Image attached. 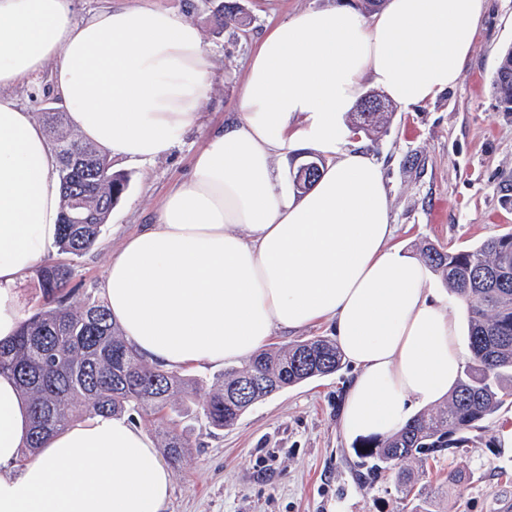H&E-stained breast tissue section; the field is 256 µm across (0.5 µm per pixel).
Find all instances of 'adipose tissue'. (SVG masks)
I'll list each match as a JSON object with an SVG mask.
<instances>
[{
    "instance_id": "adipose-tissue-1",
    "label": "adipose tissue",
    "mask_w": 512,
    "mask_h": 512,
    "mask_svg": "<svg viewBox=\"0 0 512 512\" xmlns=\"http://www.w3.org/2000/svg\"><path fill=\"white\" fill-rule=\"evenodd\" d=\"M484 0H388L373 23L341 5L274 26L249 61L238 115L213 130L152 224L128 236L100 287L147 359L174 369L259 352L275 331L328 320L356 370L340 419L386 437L412 407L455 386L468 356L430 270L393 245L379 165L350 146L345 115L365 83L399 107L434 100L469 61ZM76 0H0V340L26 318L19 288L57 247L59 155L14 91L49 72L70 125L135 163L167 155L200 124L213 80L183 13ZM302 148L325 158L308 191L273 176ZM27 404L0 375V512H162L172 474L148 432L120 416L74 422L17 467Z\"/></svg>"
}]
</instances>
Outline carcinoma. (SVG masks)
Returning a JSON list of instances; mask_svg holds the SVG:
<instances>
[{
	"label": "carcinoma",
	"mask_w": 512,
	"mask_h": 512,
	"mask_svg": "<svg viewBox=\"0 0 512 512\" xmlns=\"http://www.w3.org/2000/svg\"><path fill=\"white\" fill-rule=\"evenodd\" d=\"M494 86L512 112V48L502 57ZM394 110L354 108L353 126L372 140L389 127ZM57 147L63 187L58 248L71 257L89 252L104 231L127 186L112 160L69 126L64 112L42 113ZM425 263L466 305L470 359L445 406L410 418L399 431L365 450L372 474H387L402 487L403 509L433 512L432 501L412 493L404 467L415 455L435 456L465 442L475 428L512 399V233L492 236L472 249H422ZM71 265L48 259L38 281L41 304L15 339L0 342V374L15 380L26 400L32 431L25 453L35 455L76 419L97 415L157 417L166 422L161 447L169 462L182 461L190 441L180 423L192 413L222 430L246 410L288 387L335 373L341 354L335 342L314 337L255 355L224 372L220 384L195 401L200 380L148 363L112 323L92 292L69 288Z\"/></svg>",
	"instance_id": "obj_1"
}]
</instances>
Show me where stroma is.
Listing matches in <instances>:
<instances>
[{"label": "stroma", "instance_id": "stroma-1", "mask_svg": "<svg viewBox=\"0 0 512 512\" xmlns=\"http://www.w3.org/2000/svg\"><path fill=\"white\" fill-rule=\"evenodd\" d=\"M187 12L199 27L215 75L202 105L203 123L189 129L161 158L145 164L113 157L128 186L114 206L97 245L72 263L71 288L99 291L113 251L150 223L164 195L186 177L195 153L213 128L234 119L253 50L278 22L306 10L348 4L373 11L364 0H237L246 26L224 23L226 0H144ZM512 48V0H485L481 27L461 81L433 101L396 109L380 139L357 135L381 166L390 199L393 242L412 254L428 243L468 249L486 237L512 233V115L501 111L493 88L502 54ZM353 376L336 373L287 388L245 412L235 426L216 430L187 418L192 446L172 468L164 512H399L401 492L373 477L363 458L366 440L349 438L340 422L343 394ZM512 429V406L503 405L467 441L429 460H409L417 486L436 512H500L512 501V447L500 434ZM276 452L271 470L257 459ZM466 472L462 490L444 485L449 470Z\"/></svg>", "mask_w": 512, "mask_h": 512}]
</instances>
